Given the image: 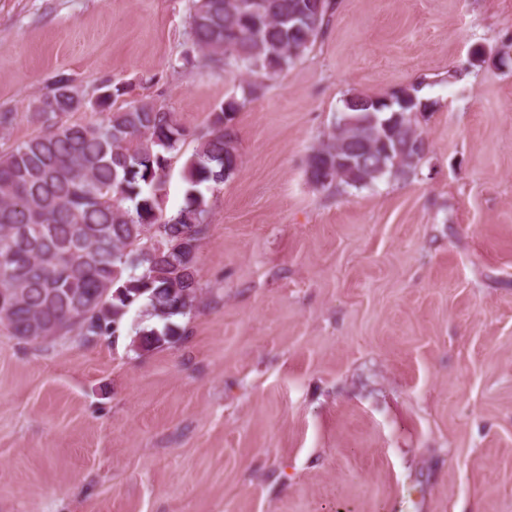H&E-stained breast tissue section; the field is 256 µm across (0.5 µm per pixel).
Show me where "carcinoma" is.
Segmentation results:
<instances>
[{"instance_id":"carcinoma-1","label":"carcinoma","mask_w":512,"mask_h":512,"mask_svg":"<svg viewBox=\"0 0 512 512\" xmlns=\"http://www.w3.org/2000/svg\"><path fill=\"white\" fill-rule=\"evenodd\" d=\"M335 0H192L188 36L204 66L247 74L242 97L229 96L211 114L208 130L183 165L185 202L163 208V177L189 136L175 114L152 101L105 111L128 86L108 79L88 104L103 110L88 123L68 122L74 80L60 75L37 99L40 131L0 155V329L24 340L119 336L130 310L144 303L162 327L138 330L152 350L180 335L173 318L199 301L198 242L209 232L214 192L239 165L231 122L255 93L294 66L322 35ZM415 86L390 92L417 98L418 113L433 103ZM384 95L351 93L334 124L312 147L307 166L332 170L323 189L406 180L425 158L417 118L383 129L384 112L360 104ZM166 226L168 240L144 252L150 229Z\"/></svg>"}]
</instances>
